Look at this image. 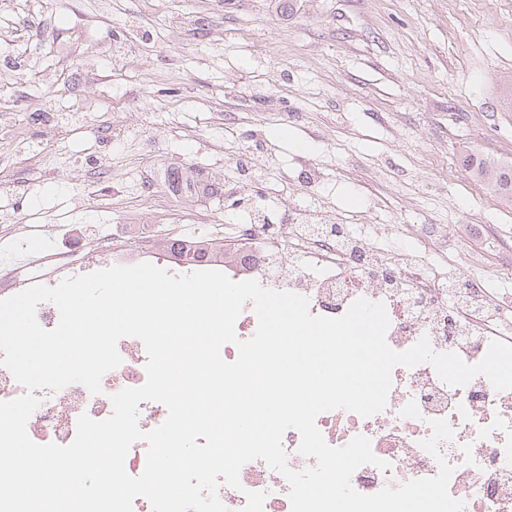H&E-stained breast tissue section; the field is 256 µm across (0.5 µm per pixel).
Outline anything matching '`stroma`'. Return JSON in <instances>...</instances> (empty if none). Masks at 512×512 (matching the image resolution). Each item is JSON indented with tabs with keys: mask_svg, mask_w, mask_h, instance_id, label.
I'll return each instance as SVG.
<instances>
[{
	"mask_svg": "<svg viewBox=\"0 0 512 512\" xmlns=\"http://www.w3.org/2000/svg\"><path fill=\"white\" fill-rule=\"evenodd\" d=\"M511 94L512 0H0V252L118 224L232 246L254 204L310 201L433 277L506 268L512 203L462 159L512 165ZM171 166L220 193L175 211Z\"/></svg>",
	"mask_w": 512,
	"mask_h": 512,
	"instance_id": "obj_1",
	"label": "stroma"
}]
</instances>
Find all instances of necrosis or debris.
<instances>
[{"label":"necrosis or debris","instance_id":"1","mask_svg":"<svg viewBox=\"0 0 512 512\" xmlns=\"http://www.w3.org/2000/svg\"><path fill=\"white\" fill-rule=\"evenodd\" d=\"M239 233L246 247L231 257L224 253L221 228L200 238L182 237L183 251L174 260L173 273L208 269L224 271L235 281L253 279L263 287L307 297L309 311L316 316H342L360 298L380 302L390 321L386 338L391 348L406 350L425 336L436 352L457 353L470 364L485 356L492 337L512 330V304L495 303L484 289L463 278L439 288L415 253L383 254L373 239L350 234L322 208L300 210L292 224H243ZM159 237L157 225L125 224L111 242H80L79 262L71 273L76 276L93 268L102 252L115 264H133V249L152 250ZM117 349L122 363L103 376L101 394H91L78 383L56 392L38 391L40 404L27 423L33 441L70 444L80 414L106 419L113 410L111 394L144 384L147 353L142 341L125 337ZM391 379L387 406L381 412L364 418L334 410L316 419L328 445L341 447L364 435L375 455L388 462L385 470L370 464L358 468L353 487L373 494L386 486L435 476L439 465L420 442L431 435L430 420L440 418L453 430L452 439L439 445L454 468L450 495L463 501L464 512H512V390H496L483 376L450 386L428 363L395 367ZM411 400L416 401L420 418L401 416ZM239 478L240 488L219 487L228 512H243L249 490L265 493L263 512H291L286 480L263 460L246 463Z\"/></svg>","mask_w":512,"mask_h":512}]
</instances>
